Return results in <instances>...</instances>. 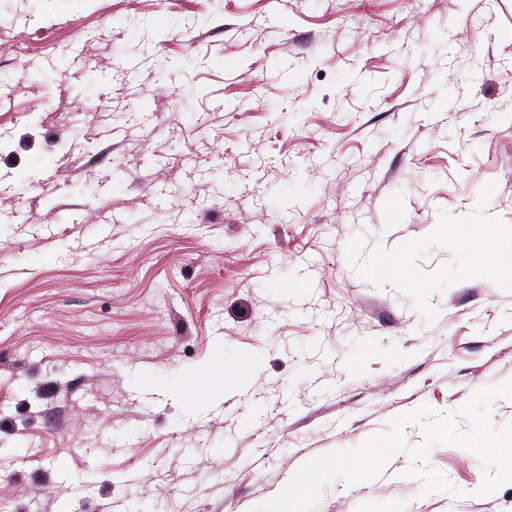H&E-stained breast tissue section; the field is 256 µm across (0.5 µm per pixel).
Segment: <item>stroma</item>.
<instances>
[{"instance_id": "35a3bbf8", "label": "stroma", "mask_w": 512, "mask_h": 512, "mask_svg": "<svg viewBox=\"0 0 512 512\" xmlns=\"http://www.w3.org/2000/svg\"><path fill=\"white\" fill-rule=\"evenodd\" d=\"M512 379V0H0V512H249ZM316 512H512L471 452Z\"/></svg>"}]
</instances>
